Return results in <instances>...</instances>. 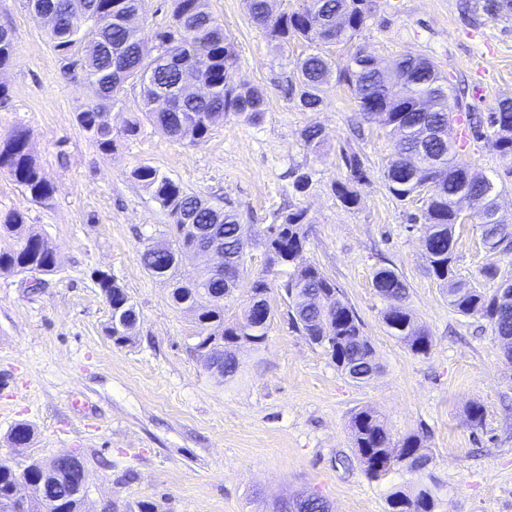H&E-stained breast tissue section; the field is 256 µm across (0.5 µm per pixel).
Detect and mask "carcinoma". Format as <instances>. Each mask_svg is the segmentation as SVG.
I'll return each instance as SVG.
<instances>
[{"instance_id":"cac0c4a2","label":"carcinoma","mask_w":512,"mask_h":512,"mask_svg":"<svg viewBox=\"0 0 512 512\" xmlns=\"http://www.w3.org/2000/svg\"><path fill=\"white\" fill-rule=\"evenodd\" d=\"M38 2L45 9L66 6L62 23L46 26L47 37L65 61L64 67H73L72 57L76 55L84 77L105 81L111 77L112 55L118 49L122 51L128 66L126 81L138 84L141 95L140 113L125 120V136L137 135L144 119L174 141L195 145L205 141L214 127L230 116L254 123L267 110L264 90L237 80L236 47L211 11L209 0H168V22L151 32L140 25L126 28L111 21L122 13L138 12L140 0H86L85 9L78 12L71 10L69 0ZM247 2L255 24L282 53L300 38L319 43H352L374 8L373 0H316L313 9L275 13L272 0ZM73 33L82 39L77 47L72 45ZM371 59V54L360 45L355 46L342 65L324 55L309 54L297 60V81L289 85L290 94L302 109L314 111L334 80L351 91L365 122H377L398 135L385 179L398 199L422 196L427 220V270L448 290L449 304L456 312L479 314L488 320L506 360L512 363V307H503L499 297L502 284L512 283V272L502 271L495 263L482 268L481 277L493 283L490 290L455 278L457 213L453 199H487L489 205L496 206L500 197L498 187L474 176L450 141L452 113L459 98L429 60L403 55L384 74L370 66ZM186 70L195 81L209 88L208 94L182 95L180 85ZM147 72L148 83L143 78ZM160 87L172 94L175 106L170 110L159 111L155 107ZM100 113L101 109L90 103L76 113V121L103 153L110 154L115 139L112 129L99 123ZM465 125L469 136L475 139L482 138L484 127H489L496 150L504 156L512 155L511 100L500 102L485 117L468 113ZM2 172L29 193L33 201L46 205L53 200L54 187L31 153L25 129L14 130L0 142ZM131 178L151 192L172 221L168 237L146 245L141 251L143 268L155 278L178 283L170 291V301L174 308L192 314L197 327V355L204 367L216 368L226 380L234 378L240 369L236 350L242 346L259 348L274 320L266 299L269 282L263 275L254 280L241 317L231 322L224 318L226 302L233 298L237 280L247 272L248 229L239 223L238 213L232 207L216 210L200 204L199 196L186 192L149 164L135 168ZM335 192L345 206L352 208L358 204L351 184L339 183ZM186 214L192 216L195 224L224 226V271L228 275L222 281L204 284L201 292L181 285L190 278L180 276V267L195 254V235L182 221ZM305 224L306 212L302 209L281 215L277 236L264 240L267 262L271 267H288L284 291L291 303L290 320L295 330L324 347L345 377L363 383L379 368L373 346L363 336L354 310L338 297L335 284L304 258ZM4 228L11 233L13 242L0 251V273L24 271L28 264L41 267L46 274L54 271L52 241L28 225L23 213H10ZM481 243L492 256H511L512 225H482ZM97 284L110 308L138 316L131 297L115 280L103 275ZM373 284L390 302L383 319L392 335L412 353L427 354L429 336L403 305L407 296L404 280L394 270L381 268L375 273ZM350 427L353 447L368 478L378 479L395 468L417 475L410 487L395 488L388 494L390 512H431L434 494L420 478L431 458L418 436L409 435L393 442L376 412L366 409L354 413ZM32 439L33 431L25 422L15 424L8 434L14 447L28 446ZM26 470L32 495L27 507L19 510L14 494L17 469L0 460V512H84V498L75 495L81 472L68 469L62 457L35 459ZM326 505L322 497L310 494L303 497L299 509L325 512Z\"/></svg>"}]
</instances>
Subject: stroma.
<instances>
[{
  "instance_id": "35a3bbf8",
  "label": "stroma",
  "mask_w": 512,
  "mask_h": 512,
  "mask_svg": "<svg viewBox=\"0 0 512 512\" xmlns=\"http://www.w3.org/2000/svg\"><path fill=\"white\" fill-rule=\"evenodd\" d=\"M483 2L375 0L357 42L384 66L403 54L433 61L460 89L461 111L487 113L512 101V15H490ZM210 7L236 46L239 79L267 94L260 121L225 119L196 146L146 123L135 136L117 135L106 155L75 121L93 98L81 71L64 68L25 0H0V24L15 37V57L0 70L11 95L0 108V141L27 129L55 188L52 202L39 204L0 174V223L11 212L25 214L58 255L55 272L36 290L27 275L0 273V458L24 466L33 457L78 454L88 470L91 512L105 500L114 512L140 501L159 512H273L308 494L322 496L332 512H388L391 487L409 486L413 477L397 470L377 480L365 475L349 422L370 409L394 440L414 434L431 452L436 512H512V365L489 323L456 313L428 274L422 202L398 200L384 178L394 137L375 122L353 135L360 114L345 86L330 85L315 111L283 91L298 58L317 51L341 64L349 46L300 39L283 57L246 0H210ZM312 124L325 139L317 152L301 137ZM352 154L363 177L354 182L358 204L348 209L334 187L351 180L345 158ZM462 159L498 185L499 217L512 225V159L486 139L470 140ZM144 163L189 192L231 203L251 230L246 262L253 273L267 265L268 225L283 212L306 210L305 256L358 314L378 374L349 380L323 347L292 328L279 289L283 267L269 276L275 319L266 342L240 349L234 380L206 370L192 349L193 317L172 307L168 284L140 263L144 243L160 240L169 222L130 177ZM297 171L310 175L301 191ZM456 237L458 279L480 284V269L493 260L475 224L457 225ZM382 267L406 282L405 305L430 337L428 354H412L385 324L388 302L373 286ZM101 272L136 305L128 345L106 334ZM476 402L485 410L477 428L468 419ZM19 422L33 429L23 449L8 441Z\"/></svg>"
}]
</instances>
